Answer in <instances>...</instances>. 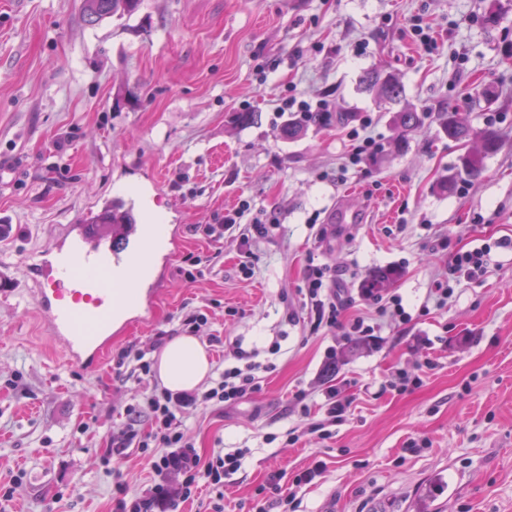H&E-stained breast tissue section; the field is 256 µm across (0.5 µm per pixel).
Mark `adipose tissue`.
Here are the masks:
<instances>
[{
    "instance_id": "obj_1",
    "label": "adipose tissue",
    "mask_w": 512,
    "mask_h": 512,
    "mask_svg": "<svg viewBox=\"0 0 512 512\" xmlns=\"http://www.w3.org/2000/svg\"><path fill=\"white\" fill-rule=\"evenodd\" d=\"M155 368L162 387L180 392L199 388L208 378L212 364L201 342L183 334L167 342Z\"/></svg>"
}]
</instances>
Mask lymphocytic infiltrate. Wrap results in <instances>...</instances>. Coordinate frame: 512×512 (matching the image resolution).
<instances>
[{
  "label": "lymphocytic infiltrate",
  "mask_w": 512,
  "mask_h": 512,
  "mask_svg": "<svg viewBox=\"0 0 512 512\" xmlns=\"http://www.w3.org/2000/svg\"><path fill=\"white\" fill-rule=\"evenodd\" d=\"M250 210V203L241 201L238 207L225 213L222 223L205 225L202 230L204 237L213 242L227 234L237 235L242 246L240 265L246 273L250 272L255 258L252 244L273 238L280 230L276 214L253 219ZM332 283L330 268H309L302 290L305 309L314 313L317 323L342 330L344 335H373L374 326L364 318L342 319L343 306ZM146 351L127 348L118 355L117 367L124 369L127 376L135 377L145 391L141 402L125 408L126 423L113 435L110 451L118 456L131 449L149 453L154 483L144 495L137 496L129 494L123 481H116L112 498L114 512H175L180 502L194 497L199 485L223 489L225 479L241 469L247 449L220 451L212 458L202 459L185 434V414L189 409L210 403L228 408L238 405L260 390L263 374L268 370L267 365L253 361L251 353L238 342L228 340L224 343V358L229 361V368L211 379L204 390L174 393L149 385L151 362L146 358ZM324 471L323 463H315L297 475L287 489L281 485V474L275 473L270 475L262 491L276 504L295 510L301 505L300 489L312 484Z\"/></svg>",
  "instance_id": "lymphocytic-infiltrate-1"
}]
</instances>
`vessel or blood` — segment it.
I'll list each match as a JSON object with an SVG mask.
<instances>
[{"mask_svg": "<svg viewBox=\"0 0 512 512\" xmlns=\"http://www.w3.org/2000/svg\"><path fill=\"white\" fill-rule=\"evenodd\" d=\"M112 212L113 226L84 216L65 226V256L50 271L72 281L69 294L43 285L35 290V305L51 337L62 344L66 362L89 370L100 365L112 341L102 326L136 305L150 312L154 300L133 280L143 269L154 227L145 223L135 199L120 201Z\"/></svg>", "mask_w": 512, "mask_h": 512, "instance_id": "b4317fda", "label": "vessel or blood"}]
</instances>
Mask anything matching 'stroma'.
Listing matches in <instances>:
<instances>
[{
    "instance_id": "1",
    "label": "stroma",
    "mask_w": 512,
    "mask_h": 512,
    "mask_svg": "<svg viewBox=\"0 0 512 512\" xmlns=\"http://www.w3.org/2000/svg\"><path fill=\"white\" fill-rule=\"evenodd\" d=\"M82 4L0 0V484L26 474L0 512H113L117 473L130 494L150 487L147 455H106L140 394L115 362L176 329L185 307L276 368L236 407L188 415L202 457L219 446L250 454L223 500L204 488L177 512L215 500L223 512H253L271 472L288 485L319 460L326 472L302 492L301 512H417L424 500L437 512H512V0H142L132 16L96 24ZM413 18L431 27L435 50L413 42ZM377 66L425 114L408 143L393 106L361 87ZM477 81L493 86L498 106L463 116L501 146L468 181L457 174L466 147L444 136L438 113ZM291 92L350 113L348 125L285 137L277 108ZM365 116L379 149L352 166L347 131ZM138 191L178 237L153 261L162 292L96 370L71 366L35 306L27 261L54 250L61 227L88 209ZM243 199L255 216L277 210L282 224L256 247L252 276L228 235L222 263L185 281L186 259L215 249L195 226L219 223ZM341 206L353 223L332 222ZM485 243L484 275L451 273L453 253ZM312 264L335 272L348 317L374 316L359 290L370 272L393 270L383 294L401 297L412 321L381 320L376 341L359 342L306 313L287 320ZM440 283L454 289L441 306ZM331 351L346 354L334 379L352 405L322 443L304 429L324 417ZM399 371L419 384L388 389ZM415 441L422 451L411 452Z\"/></svg>"
}]
</instances>
